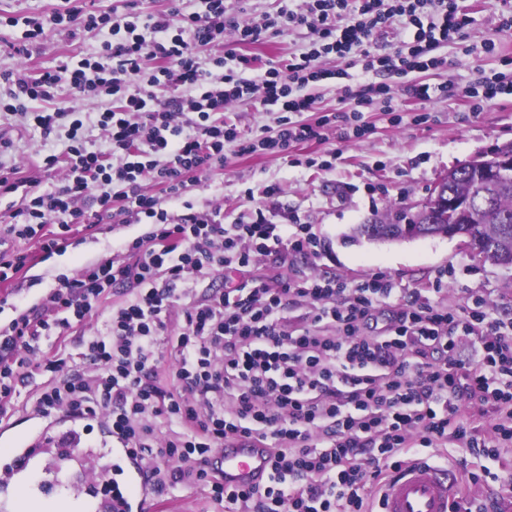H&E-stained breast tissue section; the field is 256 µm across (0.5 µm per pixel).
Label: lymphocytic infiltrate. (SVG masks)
<instances>
[{
  "label": "lymphocytic infiltrate",
  "mask_w": 512,
  "mask_h": 512,
  "mask_svg": "<svg viewBox=\"0 0 512 512\" xmlns=\"http://www.w3.org/2000/svg\"><path fill=\"white\" fill-rule=\"evenodd\" d=\"M158 14L118 13L66 0L49 14L24 17L27 43L58 31H86L100 38L97 51L35 73L0 72V108L23 112L50 136L70 119L68 144L47 152L43 168L62 170L61 186L37 191L32 179L0 169V197L19 194L8 207L4 231L13 240H35L46 254L66 248L76 224H99L122 214L149 218L150 232L128 245V258L103 260L54 286L32 308L0 325V408L17 386L39 375L48 381L36 398L43 418L64 412L99 422L128 455L145 465L153 494L203 486L228 512H375L380 484L426 448H464L479 460L472 482L488 472L483 462L512 446V319L495 316L485 299L455 309L435 301L441 281L396 295L391 280L374 276L350 283L329 275L276 282L248 276L256 256L277 254L280 267L317 253L308 224L260 220L229 226L213 219L164 223L162 199L179 200L224 162V145L240 153L284 150L323 140L330 116L303 122L316 99L308 86L344 79L324 59L358 56L364 72L379 75L369 90L381 96L392 122V81L442 66L437 47L464 36L471 19L457 0H299L276 14L242 24L249 0H167ZM400 26L396 49L369 45L391 23ZM307 29L312 39L298 56L248 77V57L213 54L225 30L242 43L267 33ZM96 101L93 113L59 100L60 91ZM261 99L281 111L274 138L238 141L235 127L217 122L234 102ZM29 100L47 109L29 112ZM97 129L108 144L99 150L82 135ZM164 197L146 192L145 180ZM208 271L241 274L234 286L180 306V283ZM131 296L110 310L103 330L84 328L98 316L112 290ZM386 322L376 310L387 299ZM182 307L184 326L172 357L173 385L158 382V350L170 314ZM78 335L83 371L60 354L59 344ZM474 354L462 355L465 342ZM474 404L461 416L460 400ZM177 425L158 443L159 422ZM271 451L270 478L260 489L226 490L224 472L210 458L228 441Z\"/></svg>",
  "instance_id": "1"
}]
</instances>
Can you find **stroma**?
Listing matches in <instances>:
<instances>
[{
  "mask_svg": "<svg viewBox=\"0 0 512 512\" xmlns=\"http://www.w3.org/2000/svg\"><path fill=\"white\" fill-rule=\"evenodd\" d=\"M61 0H0V70L36 71L56 66L72 56H84L98 44L91 32L69 35L61 31L46 41L31 43L24 55L10 53L9 44L19 42L23 28L12 25L15 17L40 9H59ZM472 22L466 29L464 46H442L435 54L444 58L441 68L421 74L411 73L407 82L422 81L434 86L426 101L399 97L401 124L391 123L383 112L381 99L363 108L369 131L359 142L343 143L336 138L291 146L283 153L264 150L240 154L236 144L224 146V164L214 169L188 195L189 207L168 205L175 216L185 211L195 214L218 213L222 224H248L264 215L273 224L297 222L311 225L321 240L317 257L298 260L307 276L336 275L351 281L384 276L395 287L408 292L436 279L447 271L448 283L437 299L451 308L464 306L470 296H482L489 308L502 318H512V267L471 259L457 240L427 237L392 244L353 243L345 240L349 228L395 206L422 200L433 183L448 169L486 152L492 146L512 142V97L485 104L479 114L469 112L460 92L479 78L493 73L512 76V32L499 31L500 0H459ZM496 49H482L486 40ZM304 31H289L260 42L241 45L232 31H225L223 50L255 58L258 64L285 63L291 52L305 43ZM452 83L456 94L438 93L439 85ZM426 114L423 124H415V114ZM229 117L235 121L241 138L275 131V113L266 111L260 101L232 104ZM0 139L8 149L0 151V165L16 169L19 177H39L40 189L59 186L58 174L39 173L41 149L45 143L39 129L27 125L19 116L0 111ZM340 150L333 169L321 168L329 152ZM279 188L267 196L268 185ZM148 224H129L123 216L74 235L66 251L43 257L35 242H16L29 261L18 273L14 304L0 311V323L10 321L17 310L36 303L54 278L74 274L104 258L122 259V241L148 232ZM40 389L39 382L21 388L8 414L0 419L6 425L0 434V448L19 446L38 425L32 408ZM490 477L483 482L463 484L462 492L486 512H497L512 502V447L502 449L498 461L490 463ZM145 512H225L201 487L182 488L165 497H148Z\"/></svg>",
  "mask_w": 512,
  "mask_h": 512,
  "instance_id": "35a3bbf8",
  "label": "stroma"
}]
</instances>
